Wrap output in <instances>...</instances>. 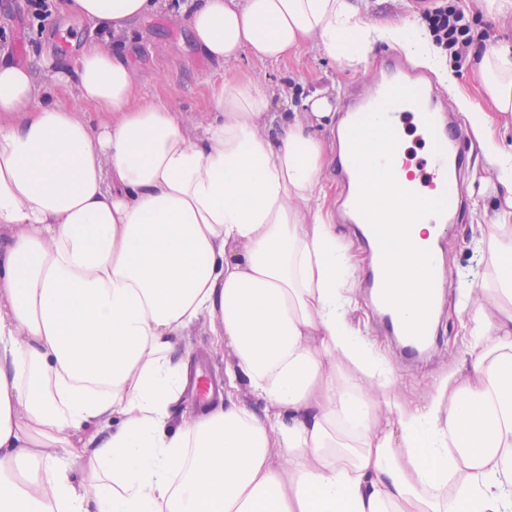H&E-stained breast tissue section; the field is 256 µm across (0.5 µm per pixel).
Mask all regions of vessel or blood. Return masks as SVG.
<instances>
[{
  "label": "vessel or blood",
  "instance_id": "b4317fda",
  "mask_svg": "<svg viewBox=\"0 0 512 512\" xmlns=\"http://www.w3.org/2000/svg\"><path fill=\"white\" fill-rule=\"evenodd\" d=\"M378 68L379 78L373 92L364 97H351L344 106L349 139L343 167L347 190L342 204L348 223L359 229L374 258L365 282L370 301L387 331L398 341L402 356L411 360L420 358L431 348L445 271L434 248L421 249L427 286L417 299L415 313H404L394 288L399 269L387 257L392 239L406 236L407 231L382 223L380 216L365 203L368 181L358 162V152L361 143L375 137L382 138L386 145H394L404 120L417 119L429 144L428 154L421 162L428 173L423 184H410L406 191L413 197L424 191L430 193L433 205L427 217L442 231L456 221L466 160L458 119L447 96L434 93L426 82L407 72L394 55L382 57Z\"/></svg>",
  "mask_w": 512,
  "mask_h": 512
}]
</instances>
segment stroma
<instances>
[{"mask_svg":"<svg viewBox=\"0 0 512 512\" xmlns=\"http://www.w3.org/2000/svg\"><path fill=\"white\" fill-rule=\"evenodd\" d=\"M185 0H159L158 9L139 20L131 34L126 35V50L137 79L136 96L146 100H162L186 114L190 123L202 120L210 109L213 87L237 76L257 79L264 86L278 90L275 110L299 112L311 91L325 90L335 103H343L345 93L364 96L376 81L374 64L392 47L375 41L365 62L335 61L313 45L303 46L295 55L279 62L260 63L250 55L237 61L217 65L200 56L194 47L181 9ZM362 17L368 22L401 23L418 19L430 0H357ZM69 30L77 34L79 46L97 40L90 24L53 9L43 22L34 20L25 0H0V47L20 63L34 66L39 81L52 83L60 67L62 51L56 46L55 32ZM468 173L464 184L466 208L458 224L452 225L445 238L441 258L446 267V286L437 315V340L420 363L403 364L392 336L382 328L380 317L370 304L363 288H356L358 308L352 315L359 328L376 346L384 364L396 380L394 391L402 399L420 398L426 386L443 372L452 370L457 357L463 356L471 344L461 324L467 321L471 308L461 297L464 284L480 285L487 268L482 239L488 213L494 212L498 196L491 180L492 170L474 138L463 144ZM325 179L331 186L335 201L334 222L339 238L350 243L360 263L356 278H363L369 269L371 255L348 224L338 203L342 184L336 166H329Z\"/></svg>","mask_w":512,"mask_h":512,"instance_id":"1","label":"stroma"}]
</instances>
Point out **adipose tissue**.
Masks as SVG:
<instances>
[{
    "mask_svg": "<svg viewBox=\"0 0 512 512\" xmlns=\"http://www.w3.org/2000/svg\"><path fill=\"white\" fill-rule=\"evenodd\" d=\"M156 7L64 0L103 35L58 72L75 107L0 56V512H512V46L474 52L481 98L461 100L505 201L471 348L403 404L350 320L356 265L324 214L333 104L273 112L233 77L192 129L135 101L110 40ZM187 27L223 65L310 42L362 59L377 37L448 71L425 28L367 26L354 0H194ZM362 155L372 208L431 245L400 162ZM202 323L224 399L180 414Z\"/></svg>",
    "mask_w": 512,
    "mask_h": 512,
    "instance_id": "ef3b65f1",
    "label": "adipose tissue"
}]
</instances>
